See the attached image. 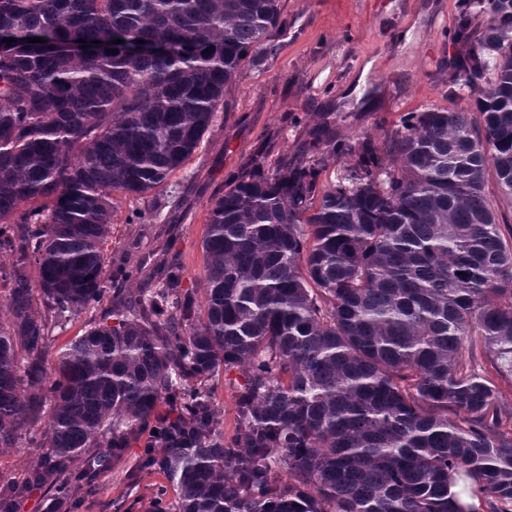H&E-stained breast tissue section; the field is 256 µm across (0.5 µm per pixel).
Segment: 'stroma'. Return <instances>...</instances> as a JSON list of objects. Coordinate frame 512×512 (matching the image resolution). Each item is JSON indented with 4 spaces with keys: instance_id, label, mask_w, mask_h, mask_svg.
<instances>
[{
    "instance_id": "1",
    "label": "stroma",
    "mask_w": 512,
    "mask_h": 512,
    "mask_svg": "<svg viewBox=\"0 0 512 512\" xmlns=\"http://www.w3.org/2000/svg\"><path fill=\"white\" fill-rule=\"evenodd\" d=\"M280 8L287 30L277 53L232 85L231 110L218 112L182 168L143 194L114 193L107 272L140 263L149 276L172 261L182 268L183 287L202 293L211 201L249 155L266 153L269 176L281 163L314 153L312 133L321 125L337 137L366 138L379 147L406 113L469 108L467 90L450 83L460 0H280ZM368 62L373 68L366 87L355 93ZM135 212L143 223H128ZM99 318V311L86 310L52 326L42 359L47 376L56 373L58 351ZM242 381L239 370L221 369L203 382L228 440L238 426ZM143 446L133 442L76 512H175L170 482L138 466ZM42 455L24 439L0 452V485L22 481Z\"/></svg>"
}]
</instances>
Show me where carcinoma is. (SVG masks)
I'll return each instance as SVG.
<instances>
[{"label": "carcinoma", "mask_w": 512, "mask_h": 512, "mask_svg": "<svg viewBox=\"0 0 512 512\" xmlns=\"http://www.w3.org/2000/svg\"><path fill=\"white\" fill-rule=\"evenodd\" d=\"M279 2L0 0V450L26 433L49 454L23 487L90 490L164 404L143 468L176 512H476L448 494L458 479L512 512V420L462 356L478 344L512 376V240L485 192L491 174L512 205V0L464 3L451 83L474 108L408 113L388 163L328 134L269 177L261 155L239 167L203 238L202 318L175 264L147 298L106 285L112 193L184 164L275 51ZM106 300L44 376L50 325ZM222 366L244 376L229 443L202 387Z\"/></svg>", "instance_id": "cac0c4a2"}]
</instances>
